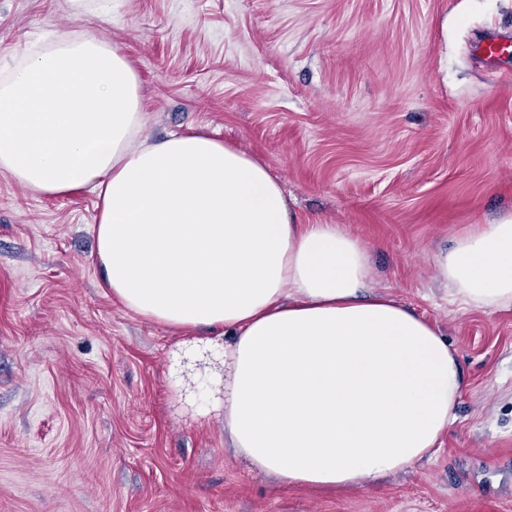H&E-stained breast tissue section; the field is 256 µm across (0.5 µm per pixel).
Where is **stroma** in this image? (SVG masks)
<instances>
[{
	"instance_id": "1",
	"label": "stroma",
	"mask_w": 512,
	"mask_h": 512,
	"mask_svg": "<svg viewBox=\"0 0 512 512\" xmlns=\"http://www.w3.org/2000/svg\"><path fill=\"white\" fill-rule=\"evenodd\" d=\"M106 39L145 133L201 131L358 237L372 291L431 321L464 378L440 451L376 482L282 487L224 433V375L140 320L91 259L98 199L0 173V512H512V310L451 300L436 255L512 210V0H0V73L54 31Z\"/></svg>"
}]
</instances>
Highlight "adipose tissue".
<instances>
[{"label": "adipose tissue", "instance_id": "adipose-tissue-1", "mask_svg": "<svg viewBox=\"0 0 512 512\" xmlns=\"http://www.w3.org/2000/svg\"><path fill=\"white\" fill-rule=\"evenodd\" d=\"M139 78L108 41L67 32L0 76V172L99 200L95 262L115 301L224 339V428L288 485L348 487L434 454L459 361L428 319L366 296V248L302 222L281 182L214 136H144ZM435 276L473 309L512 310V211L455 239Z\"/></svg>", "mask_w": 512, "mask_h": 512}]
</instances>
